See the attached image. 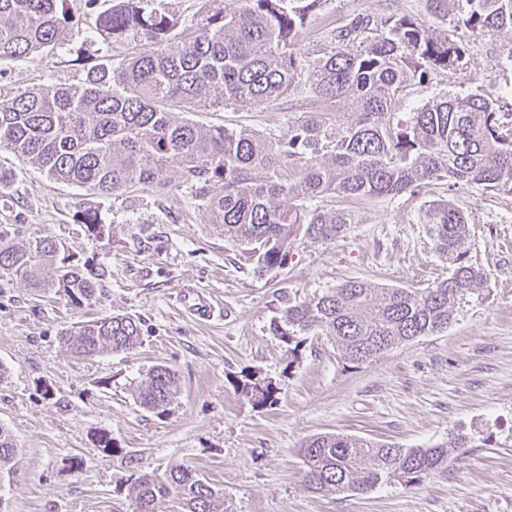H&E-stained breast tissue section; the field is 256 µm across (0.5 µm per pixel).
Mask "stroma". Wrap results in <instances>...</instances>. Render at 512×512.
Listing matches in <instances>:
<instances>
[{"label": "stroma", "instance_id": "stroma-1", "mask_svg": "<svg viewBox=\"0 0 512 512\" xmlns=\"http://www.w3.org/2000/svg\"><path fill=\"white\" fill-rule=\"evenodd\" d=\"M107 7L106 0L92 10L85 0H70L74 22L62 44L0 62V94L77 86L92 65L142 49V42L112 43L97 33L95 13ZM388 15L439 29L457 23L453 14L430 15L425 0H326L298 48L317 57L335 45L328 26ZM463 38L462 66L406 87L392 122H409L429 100L471 93L496 99L512 121V62L503 54L512 33ZM331 108L295 92L249 110L192 118L278 137L302 113ZM0 165L15 173L0 194V229L21 239H61L79 264L101 273L99 299L80 307L0 278V363L8 369L0 380V425L19 450L17 467L0 473V512H135L134 475L179 465L220 489L228 512H512V196L438 183L394 197L324 198L322 207L353 213L344 236L300 244L285 268L260 277L247 246L205 224L184 189L101 197L4 150ZM438 199L467 215L468 258L488 274L448 329L360 365L313 333L289 352L274 330L286 299H310L354 280L422 289L447 277L425 222ZM84 210L110 224L109 238L88 235L78 222ZM201 299L215 308L213 317L194 313ZM111 313L140 319L141 344L84 360L66 352L62 329ZM157 364L178 375L177 399L162 414L132 396ZM251 375L277 387L273 404L245 396ZM103 431L116 453L98 447ZM325 433L406 448L461 436L467 443L450 455L446 476L322 496L304 482L300 450Z\"/></svg>", "mask_w": 512, "mask_h": 512}]
</instances>
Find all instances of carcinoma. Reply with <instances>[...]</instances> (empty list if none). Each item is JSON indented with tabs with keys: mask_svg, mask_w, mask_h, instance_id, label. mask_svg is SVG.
I'll return each mask as SVG.
<instances>
[{
	"mask_svg": "<svg viewBox=\"0 0 512 512\" xmlns=\"http://www.w3.org/2000/svg\"><path fill=\"white\" fill-rule=\"evenodd\" d=\"M68 0H0V61L58 45L72 22ZM150 0H112L96 29L114 42L144 35L150 46L113 64L94 65L80 86L42 85L0 97V150L49 177L94 194L189 190L205 223L252 246L263 274L288 265L301 241L336 240L352 223L344 209L308 202L324 197L360 201L395 196L433 182L512 195V132L485 94L425 103L402 128L389 114L404 88L459 65L462 45L408 15L356 17L331 30L336 46L313 59L298 56V38L326 0H199L200 21L176 32L178 21L149 8ZM427 10L454 9L475 34L512 32V0H425ZM303 88L347 112H307L272 141L257 132L206 126L179 112L259 106ZM178 169L169 171L171 161ZM103 238L109 225L96 211L80 218ZM435 249L448 277L425 289L374 288L348 281L309 301L291 302L275 331L295 353L300 335L322 334L345 360L361 364L396 345L448 328L456 305L487 282L468 259L469 222L445 201L430 205ZM80 307L97 298L99 275L81 268L65 242L41 236L16 241L0 230V277ZM77 358L126 353L142 342L139 321L106 315L61 335ZM259 405L272 404L271 383L248 380ZM178 391L176 372L149 369L136 402L159 414ZM403 448L344 434H319L301 449L308 489L318 494L367 492L396 477L406 487L448 473L449 449ZM18 449L0 425V470ZM137 512H158L174 500L181 512H224V497L195 470L176 466L143 472L133 484Z\"/></svg>",
	"mask_w": 512,
	"mask_h": 512,
	"instance_id": "obj_1",
	"label": "carcinoma"
}]
</instances>
